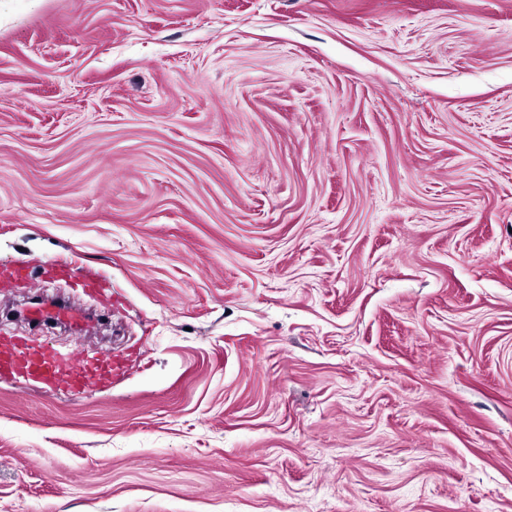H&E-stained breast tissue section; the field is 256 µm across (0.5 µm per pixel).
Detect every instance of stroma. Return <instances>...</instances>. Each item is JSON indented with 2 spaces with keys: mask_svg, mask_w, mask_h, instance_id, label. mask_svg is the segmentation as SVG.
Masks as SVG:
<instances>
[{
  "mask_svg": "<svg viewBox=\"0 0 512 512\" xmlns=\"http://www.w3.org/2000/svg\"><path fill=\"white\" fill-rule=\"evenodd\" d=\"M15 336L0 512H512V0H0ZM10 346L3 351L0 350V369L9 372L14 369L18 374H28L45 385L54 393L71 395L79 393L83 387V368L80 363L70 355H63L58 352H42L34 361H30L28 369L22 371L17 366V361L9 354V350H20L28 347L21 338H13ZM25 364L24 367L27 365Z\"/></svg>",
  "mask_w": 512,
  "mask_h": 512,
  "instance_id": "stroma-1",
  "label": "stroma"
}]
</instances>
